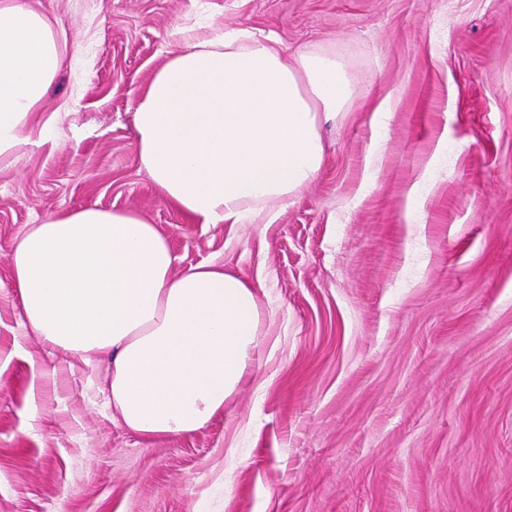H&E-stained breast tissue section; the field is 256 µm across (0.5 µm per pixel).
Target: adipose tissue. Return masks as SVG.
Listing matches in <instances>:
<instances>
[{
  "label": "adipose tissue",
  "instance_id": "adipose-tissue-1",
  "mask_svg": "<svg viewBox=\"0 0 512 512\" xmlns=\"http://www.w3.org/2000/svg\"><path fill=\"white\" fill-rule=\"evenodd\" d=\"M61 65L56 20L28 0H0V157L27 144ZM350 94L333 55L288 59L277 38L246 30L180 38L134 105L140 166L196 222L240 223L315 179L321 124ZM174 261L155 225L95 206L29 225L11 256L25 326L69 366L105 364L107 405L147 443L223 411L261 323L238 274L217 264L177 274Z\"/></svg>",
  "mask_w": 512,
  "mask_h": 512
}]
</instances>
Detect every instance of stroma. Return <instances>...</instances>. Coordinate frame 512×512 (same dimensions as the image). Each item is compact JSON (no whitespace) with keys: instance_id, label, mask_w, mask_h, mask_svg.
<instances>
[{"instance_id":"35a3bbf8","label":"stroma","mask_w":512,"mask_h":512,"mask_svg":"<svg viewBox=\"0 0 512 512\" xmlns=\"http://www.w3.org/2000/svg\"><path fill=\"white\" fill-rule=\"evenodd\" d=\"M32 3L67 44L0 159V512H512V0ZM180 27L347 68L320 173L263 216L189 223L139 165L134 99ZM88 205L155 224L175 272L255 288L252 364L193 434L143 443L103 365L22 325L16 238Z\"/></svg>"}]
</instances>
